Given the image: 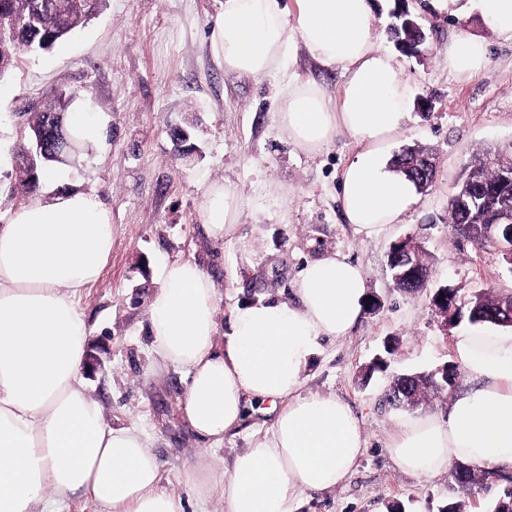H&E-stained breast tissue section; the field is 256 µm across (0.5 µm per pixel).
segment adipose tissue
Here are the masks:
<instances>
[{
	"instance_id": "1",
	"label": "adipose tissue",
	"mask_w": 512,
	"mask_h": 512,
	"mask_svg": "<svg viewBox=\"0 0 512 512\" xmlns=\"http://www.w3.org/2000/svg\"><path fill=\"white\" fill-rule=\"evenodd\" d=\"M374 0H224L212 45L226 73L282 74L281 131L315 152L340 132L358 150L342 173L345 217L366 236L403 223L416 187L393 171L387 151L408 118L401 64L381 47ZM325 69H340L342 91L287 73L295 46ZM448 68L462 77L489 63L485 42H449ZM243 198L214 184L201 205L210 238L237 224ZM112 252V219L79 189L30 201L0 225V512H49L83 494L97 512H187L219 495L224 512H292L304 491L336 488L352 473L365 440L351 408L333 395L303 393L304 371L325 338L361 320L367 285L360 266L328 253L298 274L294 301L268 296L222 320L216 288L195 262L164 265L147 315L155 364L186 371L183 420L206 448L236 429L247 407L268 406L270 435L220 472L186 471L183 491L164 486L161 463L133 422L112 425L81 371L87 326L76 298L97 282ZM469 379L440 413L404 417L389 451L417 478L453 463L512 470V333L473 327L454 338Z\"/></svg>"
}]
</instances>
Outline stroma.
Returning <instances> with one entry per match:
<instances>
[{
	"label": "stroma",
	"instance_id": "35a3bbf8",
	"mask_svg": "<svg viewBox=\"0 0 512 512\" xmlns=\"http://www.w3.org/2000/svg\"><path fill=\"white\" fill-rule=\"evenodd\" d=\"M383 47L394 53L411 87L409 119L393 149L419 146L436 158L428 192L408 214L375 238L348 224L340 204V180L357 146L339 133L309 154L288 141L278 126L276 78L242 79L225 74L212 48L211 31L223 0H101L80 34L42 53L21 51L0 74V141L7 148L28 142L31 113L65 104L67 111L103 112V140L75 145L56 169L62 186L99 197L112 215V253L99 280L77 301L101 361L83 372L88 391L115 425L138 420L161 462L164 485L181 490L183 472L201 453L180 420L178 403L189 379L175 369L151 367L148 298L163 264L198 263L211 277L223 311L273 295L294 296L307 260L336 251L361 265L368 294L383 308L364 315L351 332L326 340L305 371L304 390L333 394L358 417L366 448L347 482L306 492L295 512H440L459 502L464 512H490L504 485L462 491L451 474L415 478L391 459L388 446L400 410L383 394L395 375L431 373L452 361V341L468 320L444 326L426 296L396 290L387 254L409 235L425 250L432 287L447 286L460 300L512 291V267L494 247L458 237L448 221V195L476 155L512 143V39L493 31L478 13L456 19L408 0L430 26L422 56L398 52L389 32L393 0H375ZM484 39L490 65L471 78L450 74L447 49L462 36ZM189 133L191 154L172 139ZM229 182L242 191L239 222L224 240L210 238L200 204L207 189ZM58 187L39 183L21 192L13 158L0 160V215L30 199L50 201ZM400 340L385 370L362 383L364 368L385 339ZM271 419L247 417L209 450L211 461L229 466L234 455L269 436Z\"/></svg>",
	"mask_w": 512,
	"mask_h": 512
}]
</instances>
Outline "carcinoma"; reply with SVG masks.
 <instances>
[{"mask_svg": "<svg viewBox=\"0 0 512 512\" xmlns=\"http://www.w3.org/2000/svg\"><path fill=\"white\" fill-rule=\"evenodd\" d=\"M100 0H0V74L14 65L16 55L21 50L47 52L60 41L74 36L80 26L91 17ZM399 47L407 53H418L424 49L426 40L414 32L399 28L395 30ZM56 108H46L36 116L30 125V137L39 134L47 137L50 145H55L57 132L52 124ZM417 149L407 148L394 155L391 164L395 171L410 178L417 190L424 191L428 186L418 175L415 153ZM60 161L53 152L41 155L27 163L20 170L22 184L30 187L53 164ZM482 169L476 183L462 185L470 200L471 211L458 207L454 198H448V220L457 230L461 224H494L499 221L504 209H512V182L504 179L494 163V157L486 154L475 159ZM424 279L413 287L401 284L396 289L407 294H418L428 290L431 267L422 262ZM509 298L503 292L479 293L467 303V317L472 323H493L490 315L500 311V301Z\"/></svg>", "mask_w": 512, "mask_h": 512, "instance_id": "1", "label": "carcinoma"}]
</instances>
